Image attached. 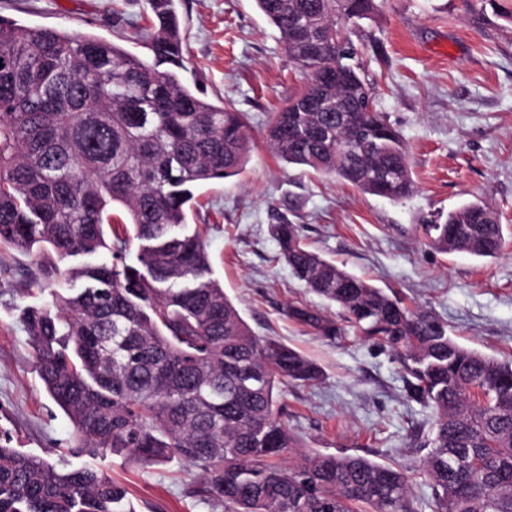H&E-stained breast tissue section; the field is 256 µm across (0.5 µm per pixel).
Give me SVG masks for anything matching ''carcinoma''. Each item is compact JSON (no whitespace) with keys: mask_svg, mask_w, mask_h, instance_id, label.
Masks as SVG:
<instances>
[{"mask_svg":"<svg viewBox=\"0 0 512 512\" xmlns=\"http://www.w3.org/2000/svg\"><path fill=\"white\" fill-rule=\"evenodd\" d=\"M288 62L306 81L264 129L268 150L359 191L402 202L416 190L402 132L378 105L345 39L384 0H255ZM128 37L143 57L94 34L0 17V247L34 258L30 281L65 282L26 307L39 376L73 426L76 447L150 467L179 457L189 493L222 512H419L408 471L365 456L301 452L276 393L314 385L322 370L256 335L213 277L187 211L201 185L240 175L250 160L245 114L189 84L176 0H146ZM319 24L316 53L295 39ZM314 95L348 98L363 168L344 155L336 113ZM394 168L382 182L376 173ZM277 259L338 306L355 333L392 350L409 398L432 414L420 463L434 512H512V361L458 343L448 326L312 250L299 227L270 225ZM446 254L495 258L505 245L482 201L425 227ZM138 242L136 264L127 251ZM102 252L109 260H65ZM82 281L83 287L74 283ZM286 317L324 338L336 319L302 302ZM102 471H60L0 443V512H132Z\"/></svg>","mask_w":512,"mask_h":512,"instance_id":"obj_1","label":"carcinoma"}]
</instances>
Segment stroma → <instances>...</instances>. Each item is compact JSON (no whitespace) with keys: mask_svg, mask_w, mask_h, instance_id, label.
Listing matches in <instances>:
<instances>
[{"mask_svg":"<svg viewBox=\"0 0 512 512\" xmlns=\"http://www.w3.org/2000/svg\"><path fill=\"white\" fill-rule=\"evenodd\" d=\"M121 19H114V10ZM187 78L213 101L245 113L251 159L236 179L195 194L190 225L203 226L213 271L252 330L316 361V385L282 386L279 401L300 450L359 454L408 468L412 492L430 498L419 471L432 437V414L411 401L389 348L353 331L316 336L281 312L291 301L334 305L304 288L278 261L269 232L277 214L299 225L311 248L410 307L447 324L456 340L512 360V240L494 259L429 247L425 225L481 200L512 237V0H386L372 19L346 30L378 102L403 133L417 191L402 203L278 163L262 132L301 88L274 28L253 0H179ZM144 0H0V16L30 26H61L125 44ZM0 271V433L18 450L63 470L90 466L129 493L135 512H213L188 493L180 459L149 469L70 446L73 427L45 390L23 326L39 287L23 291Z\"/></svg>","mask_w":512,"mask_h":512,"instance_id":"obj_1","label":"stroma"}]
</instances>
